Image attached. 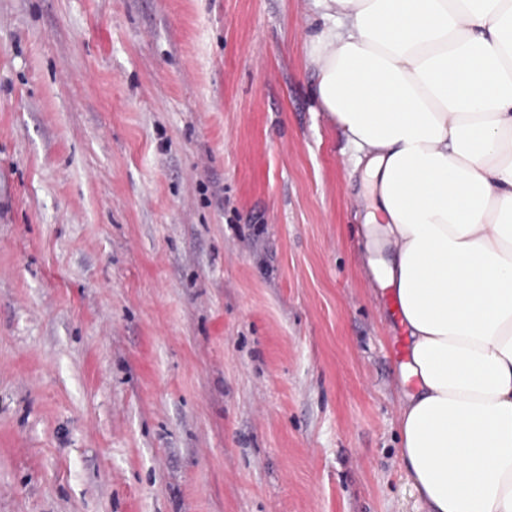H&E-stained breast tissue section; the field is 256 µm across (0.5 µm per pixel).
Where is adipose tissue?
<instances>
[{"mask_svg": "<svg viewBox=\"0 0 512 512\" xmlns=\"http://www.w3.org/2000/svg\"><path fill=\"white\" fill-rule=\"evenodd\" d=\"M313 94L364 159L416 512H512V0H314Z\"/></svg>", "mask_w": 512, "mask_h": 512, "instance_id": "ef3b65f1", "label": "adipose tissue"}]
</instances>
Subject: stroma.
<instances>
[{"label": "stroma", "mask_w": 512, "mask_h": 512, "mask_svg": "<svg viewBox=\"0 0 512 512\" xmlns=\"http://www.w3.org/2000/svg\"><path fill=\"white\" fill-rule=\"evenodd\" d=\"M313 0H0V512H414Z\"/></svg>", "instance_id": "obj_1"}]
</instances>
